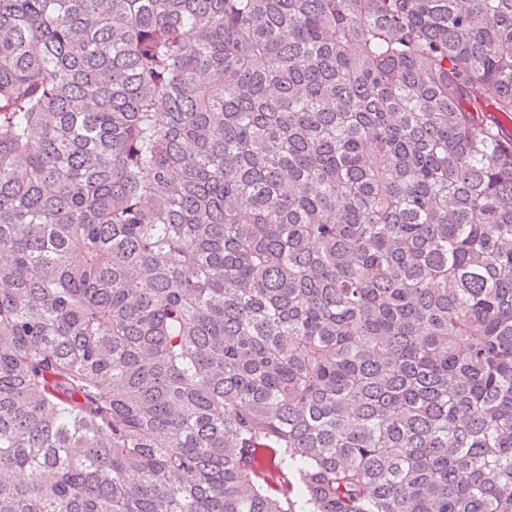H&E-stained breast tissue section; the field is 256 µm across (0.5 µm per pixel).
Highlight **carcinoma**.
Listing matches in <instances>:
<instances>
[{"mask_svg":"<svg viewBox=\"0 0 512 512\" xmlns=\"http://www.w3.org/2000/svg\"><path fill=\"white\" fill-rule=\"evenodd\" d=\"M486 105L512 0H0V512H512Z\"/></svg>","mask_w":512,"mask_h":512,"instance_id":"obj_1","label":"carcinoma"}]
</instances>
